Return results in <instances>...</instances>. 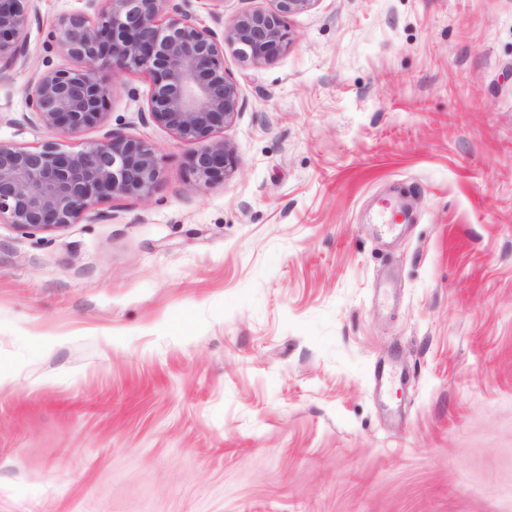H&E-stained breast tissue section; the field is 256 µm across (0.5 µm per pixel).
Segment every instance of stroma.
<instances>
[{
  "instance_id": "35a3bbf8",
  "label": "stroma",
  "mask_w": 512,
  "mask_h": 512,
  "mask_svg": "<svg viewBox=\"0 0 512 512\" xmlns=\"http://www.w3.org/2000/svg\"><path fill=\"white\" fill-rule=\"evenodd\" d=\"M87 0H33L0 142L156 149L146 198L0 223V512H512V0H318L224 68L238 165L113 78L106 124L29 119ZM236 166L235 152L224 140L209 141L189 160V171L196 183L204 186L223 183Z\"/></svg>"
}]
</instances>
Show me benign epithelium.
<instances>
[{
  "instance_id": "benign-epithelium-1",
  "label": "benign epithelium",
  "mask_w": 512,
  "mask_h": 512,
  "mask_svg": "<svg viewBox=\"0 0 512 512\" xmlns=\"http://www.w3.org/2000/svg\"><path fill=\"white\" fill-rule=\"evenodd\" d=\"M32 0H0V81L28 59L26 33ZM96 10L62 18L44 44L70 64L47 67L26 89L31 121L77 137L105 122L112 95L109 76L138 72L151 80L152 122L187 142L189 171L200 185L224 182L237 166L233 148L212 134L230 125L243 107L236 80L224 69L230 49L245 67L274 62L286 49V18L318 0H269L244 9L222 32L187 9L189 0H89ZM155 148L109 130L103 139L66 150L54 142L28 148L0 142V222L25 234L82 221L101 202L157 187Z\"/></svg>"
}]
</instances>
